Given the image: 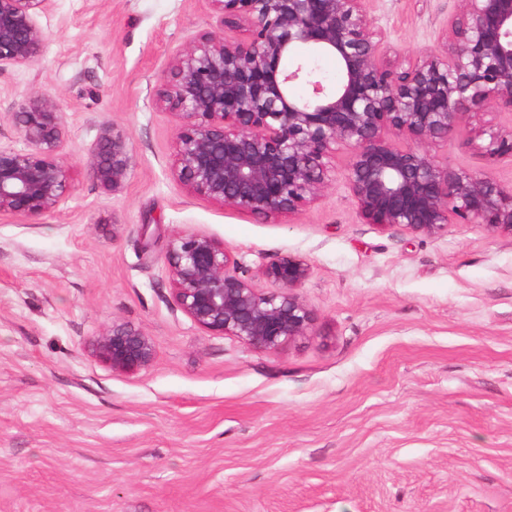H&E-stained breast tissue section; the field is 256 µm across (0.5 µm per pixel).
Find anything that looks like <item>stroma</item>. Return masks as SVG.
Here are the masks:
<instances>
[{
  "instance_id": "35a3bbf8",
  "label": "stroma",
  "mask_w": 512,
  "mask_h": 512,
  "mask_svg": "<svg viewBox=\"0 0 512 512\" xmlns=\"http://www.w3.org/2000/svg\"><path fill=\"white\" fill-rule=\"evenodd\" d=\"M454 0H371L409 53L439 46ZM41 59L0 68V146L32 92L58 101L68 202L0 219V512H512V236L364 223L338 147L331 184L277 221L188 193L178 117L156 105L172 54L215 28L207 0H52ZM134 156L124 191L88 173L103 126ZM463 138L434 159L512 185V158ZM179 233L220 241L247 274L290 253L311 336L261 352L174 305ZM151 337L112 371L98 336ZM96 357L112 371L134 373L149 367L154 359L150 336L127 324L113 323L112 329L98 337Z\"/></svg>"
}]
</instances>
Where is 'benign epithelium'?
Wrapping results in <instances>:
<instances>
[{
	"label": "benign epithelium",
	"instance_id": "1",
	"mask_svg": "<svg viewBox=\"0 0 512 512\" xmlns=\"http://www.w3.org/2000/svg\"><path fill=\"white\" fill-rule=\"evenodd\" d=\"M50 2L0 0V68L40 60L38 17ZM207 2L216 28L171 56L157 97L181 121L172 169L189 193L276 221L323 196L329 158L345 145L346 182L366 223L423 235L482 224L512 236V186L459 173L428 152L459 136L476 107L512 112V0H456L443 47L403 69L391 65L402 52L374 27L369 0ZM303 48L335 57L337 78L299 55ZM286 58L293 67L282 66ZM296 83L307 96L294 95ZM12 116L25 147L0 146V216L32 220L70 196L64 114L33 92ZM488 134L489 159L512 156V128ZM132 165L127 135L102 127L90 175L116 195ZM165 262L176 308L209 333L263 352L312 333L314 312L296 292L310 267L297 255H276L254 278L223 242L178 234ZM94 351L121 373L154 359L151 337L123 323L99 336Z\"/></svg>",
	"mask_w": 512,
	"mask_h": 512
}]
</instances>
